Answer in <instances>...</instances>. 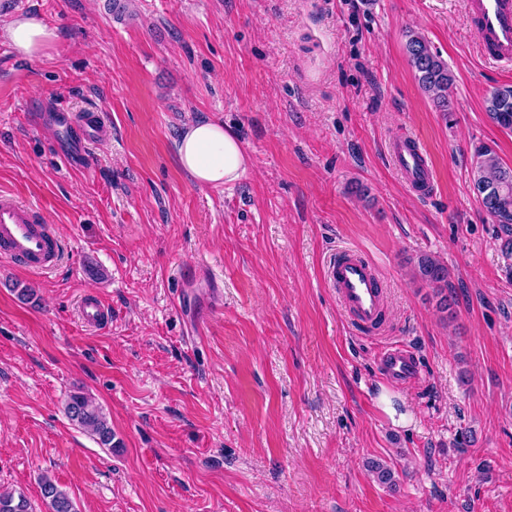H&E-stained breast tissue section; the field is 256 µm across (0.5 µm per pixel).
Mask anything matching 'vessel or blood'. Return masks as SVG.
Returning <instances> with one entry per match:
<instances>
[{
	"label": "vessel or blood",
	"mask_w": 512,
	"mask_h": 512,
	"mask_svg": "<svg viewBox=\"0 0 512 512\" xmlns=\"http://www.w3.org/2000/svg\"><path fill=\"white\" fill-rule=\"evenodd\" d=\"M466 13L484 58L492 63H512V0H466ZM388 152L405 183L416 192L426 193L432 173L417 140L410 135L395 137ZM0 257L36 273L63 258L42 210L8 192L0 193ZM326 274L349 319L366 329L377 327L386 289L376 268L358 254L344 250L330 260ZM80 315L90 326L107 321L104 304L94 298L82 301ZM381 362L386 377L397 384L412 380L417 372L416 361L404 346L384 351Z\"/></svg>",
	"instance_id": "vessel-or-blood-1"
}]
</instances>
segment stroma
Masks as SVG:
<instances>
[{"label": "stroma", "instance_id": "1", "mask_svg": "<svg viewBox=\"0 0 512 512\" xmlns=\"http://www.w3.org/2000/svg\"><path fill=\"white\" fill-rule=\"evenodd\" d=\"M27 14L59 34L37 59L5 34ZM411 31L454 75L448 111ZM508 86L464 0H0V191L64 247L46 273L0 258V492L47 512L45 474L80 512H512V253L472 186L479 145L512 168V129L485 110ZM201 119L239 135L237 182L179 165ZM403 132L428 196L388 156ZM344 248L384 280L378 330L328 285ZM424 255L448 267L453 321L414 275ZM84 296L108 324L82 322ZM389 342L418 359L409 384L381 374ZM79 387L115 448L67 418ZM406 52L421 88L433 98L439 108L448 111V89L454 81L448 64L418 34L408 35ZM388 152L397 172L414 191L425 194L431 185L432 173L417 140L410 135L393 138Z\"/></svg>", "mask_w": 512, "mask_h": 512}]
</instances>
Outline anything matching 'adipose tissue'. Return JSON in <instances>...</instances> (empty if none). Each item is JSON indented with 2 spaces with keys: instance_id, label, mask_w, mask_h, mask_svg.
I'll return each instance as SVG.
<instances>
[{
  "instance_id": "obj_1",
  "label": "adipose tissue",
  "mask_w": 512,
  "mask_h": 512,
  "mask_svg": "<svg viewBox=\"0 0 512 512\" xmlns=\"http://www.w3.org/2000/svg\"><path fill=\"white\" fill-rule=\"evenodd\" d=\"M6 33L13 48L28 58L43 56L58 37L55 29L35 16L15 18ZM176 147L182 168L203 186L234 182L247 169L248 156L239 138L219 122L206 120L187 126Z\"/></svg>"
}]
</instances>
